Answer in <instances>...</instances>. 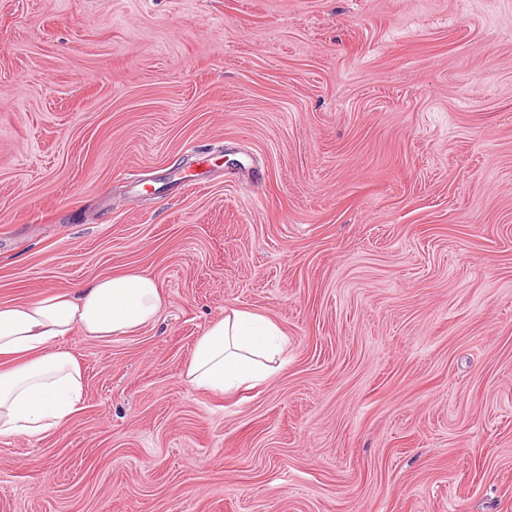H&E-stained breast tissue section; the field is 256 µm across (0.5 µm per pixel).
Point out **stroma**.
I'll use <instances>...</instances> for the list:
<instances>
[{
  "label": "stroma",
  "instance_id": "stroma-1",
  "mask_svg": "<svg viewBox=\"0 0 512 512\" xmlns=\"http://www.w3.org/2000/svg\"><path fill=\"white\" fill-rule=\"evenodd\" d=\"M126 269L0 512H512V0H0V303ZM230 309L282 364L194 389Z\"/></svg>",
  "mask_w": 512,
  "mask_h": 512
}]
</instances>
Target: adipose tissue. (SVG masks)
Segmentation results:
<instances>
[{"mask_svg":"<svg viewBox=\"0 0 512 512\" xmlns=\"http://www.w3.org/2000/svg\"><path fill=\"white\" fill-rule=\"evenodd\" d=\"M163 303L153 276L126 270L0 305V438L49 436L79 410L82 369L63 338L77 328L92 338L134 333L156 321ZM283 340L271 320L227 311L196 341L185 377L210 392L256 384L273 373Z\"/></svg>","mask_w":512,"mask_h":512,"instance_id":"adipose-tissue-1","label":"adipose tissue"}]
</instances>
